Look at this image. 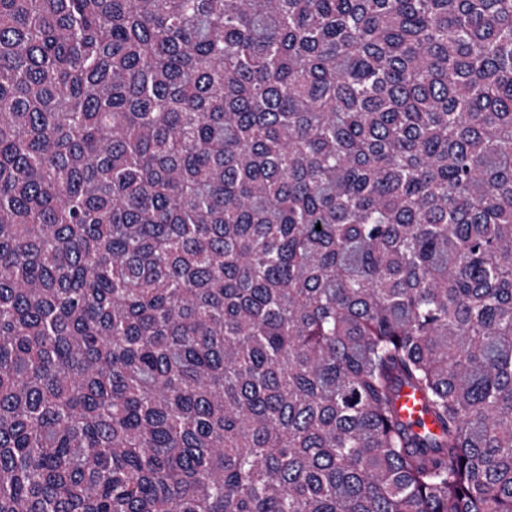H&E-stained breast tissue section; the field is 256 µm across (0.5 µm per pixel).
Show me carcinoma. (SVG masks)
I'll return each mask as SVG.
<instances>
[{
    "instance_id": "carcinoma-1",
    "label": "carcinoma",
    "mask_w": 512,
    "mask_h": 512,
    "mask_svg": "<svg viewBox=\"0 0 512 512\" xmlns=\"http://www.w3.org/2000/svg\"><path fill=\"white\" fill-rule=\"evenodd\" d=\"M0 512H512V0H0ZM398 405L403 417L414 424L415 430L424 431L425 429L434 428L430 418L423 411L418 395H415L411 390L403 389Z\"/></svg>"
}]
</instances>
